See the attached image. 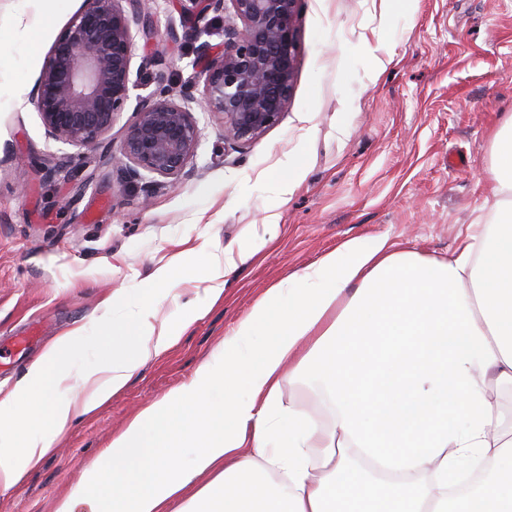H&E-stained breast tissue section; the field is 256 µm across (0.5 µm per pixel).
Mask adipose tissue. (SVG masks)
<instances>
[{
	"mask_svg": "<svg viewBox=\"0 0 512 512\" xmlns=\"http://www.w3.org/2000/svg\"><path fill=\"white\" fill-rule=\"evenodd\" d=\"M494 218L448 256L384 235L344 242L268 288L193 377L148 404L84 468L54 512H512V432L492 390L512 387V116L494 134ZM143 290L202 278L209 303L238 262L201 254ZM140 323L86 369L83 400L59 379L84 341L59 337L0 396V486L36 465L70 421L121 391L204 317ZM327 395L323 425L284 406L285 379Z\"/></svg>",
	"mask_w": 512,
	"mask_h": 512,
	"instance_id": "adipose-tissue-1",
	"label": "adipose tissue"
}]
</instances>
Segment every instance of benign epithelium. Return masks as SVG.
Here are the masks:
<instances>
[{"instance_id": "obj_1", "label": "benign epithelium", "mask_w": 512, "mask_h": 512, "mask_svg": "<svg viewBox=\"0 0 512 512\" xmlns=\"http://www.w3.org/2000/svg\"><path fill=\"white\" fill-rule=\"evenodd\" d=\"M299 0H183L184 37L202 67L175 97L167 86L140 104L120 142V171H145L171 183L186 173L200 129L194 107L221 116L224 139L248 144L275 125L288 105L298 55ZM224 15V43L199 42V20ZM152 29L144 0H84L48 51L31 92L48 138L78 149L99 144L130 97L138 33ZM203 86L201 97L193 89Z\"/></svg>"}]
</instances>
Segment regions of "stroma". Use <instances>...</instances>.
<instances>
[{
	"instance_id": "obj_1",
	"label": "stroma",
	"mask_w": 512,
	"mask_h": 512,
	"mask_svg": "<svg viewBox=\"0 0 512 512\" xmlns=\"http://www.w3.org/2000/svg\"><path fill=\"white\" fill-rule=\"evenodd\" d=\"M82 4L59 0L45 16L37 0H0V30H30L39 42L30 53L0 46V388L80 328L86 341L61 386L84 393L81 372L123 330L176 322L192 303L207 314L106 405L77 416L19 484L0 487V512H53L113 436L189 381L267 288L348 239L386 235L426 257L453 251L490 218L492 138L512 113V0H300L279 122L239 146L225 141L220 116L195 110L201 139L190 170L145 210L112 157L135 108L161 84L177 90L193 76L194 46L168 38L179 0H145L153 30L136 38L130 98L102 143L77 151L46 136L31 91ZM60 160L74 178L45 177V162ZM292 160L308 173L285 194ZM273 215L277 238L254 251ZM203 245L241 259L222 301L209 305L204 283L181 282L143 312L140 290L154 270ZM114 293L123 302L105 308Z\"/></svg>"
}]
</instances>
